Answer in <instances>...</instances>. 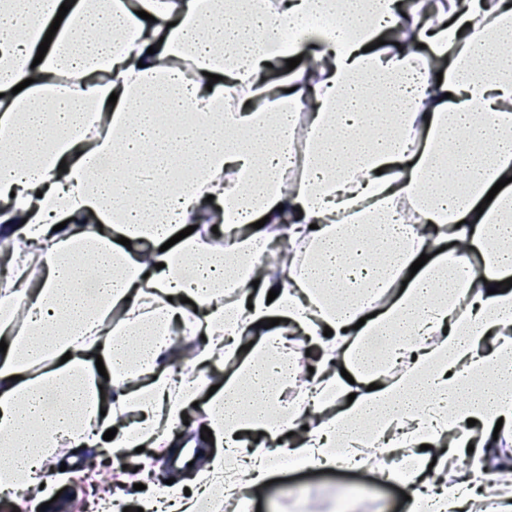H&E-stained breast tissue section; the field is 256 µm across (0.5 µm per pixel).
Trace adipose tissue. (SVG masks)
<instances>
[{
    "label": "adipose tissue",
    "instance_id": "obj_1",
    "mask_svg": "<svg viewBox=\"0 0 512 512\" xmlns=\"http://www.w3.org/2000/svg\"><path fill=\"white\" fill-rule=\"evenodd\" d=\"M62 2L0 0V493L50 495L63 448L160 456L207 428L190 495L143 512L261 486L277 446L304 469L405 454L382 477L409 512H512V289L488 291L512 278V0ZM316 14L335 27L284 48ZM178 336L204 340L187 373Z\"/></svg>",
    "mask_w": 512,
    "mask_h": 512
}]
</instances>
